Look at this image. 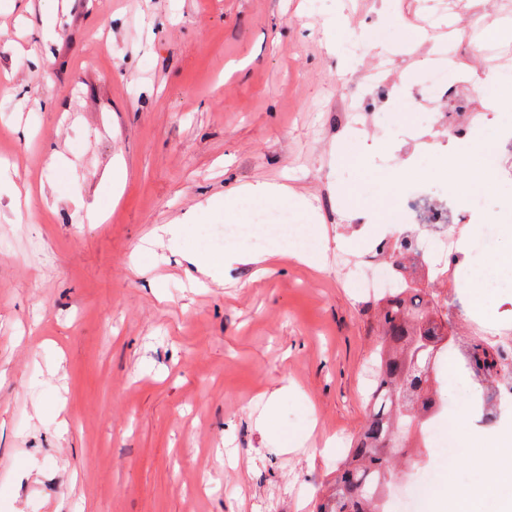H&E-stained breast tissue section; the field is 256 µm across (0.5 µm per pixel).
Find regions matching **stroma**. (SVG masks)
<instances>
[{"label": "stroma", "mask_w": 512, "mask_h": 512, "mask_svg": "<svg viewBox=\"0 0 512 512\" xmlns=\"http://www.w3.org/2000/svg\"><path fill=\"white\" fill-rule=\"evenodd\" d=\"M425 2L399 0L408 22L376 48L356 37L378 24L380 0H33L0 12V512H315L366 420L378 341L377 299L354 287L358 269L337 270V254L407 230L429 247V230L398 222L419 187L451 221L477 191L486 223L512 221V182L477 190L433 168L453 142L439 116L486 134L503 120L457 106L487 72L469 43L456 46L452 97L430 103L416 87L412 108L396 95L443 38L402 52ZM447 2L439 24L480 34L500 15L512 36V0ZM377 69L383 98L350 113ZM54 151L74 169H50ZM116 163L127 178L114 189ZM13 182L29 187L31 208L15 206ZM256 183L308 200L324 269L273 254L280 234L220 242L224 212L209 199ZM100 210L107 220L88 223ZM162 224L179 239L141 250ZM203 252L224 255V275L200 288ZM488 262L475 254L442 275L427 250L385 265L466 304L464 280ZM437 377L449 412L412 478L428 483L448 462L471 484L480 474L465 451L441 441L464 409L485 431L481 389L450 351ZM284 386L275 428L261 430Z\"/></svg>", "instance_id": "obj_1"}]
</instances>
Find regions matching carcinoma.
Wrapping results in <instances>:
<instances>
[{"label":"carcinoma","instance_id":"obj_1","mask_svg":"<svg viewBox=\"0 0 512 512\" xmlns=\"http://www.w3.org/2000/svg\"><path fill=\"white\" fill-rule=\"evenodd\" d=\"M461 310L454 296L397 288L378 302L381 339L370 411L318 499L316 512H385L389 484L427 457L423 426L440 404L436 362L455 337L448 315ZM413 449L400 461L392 450Z\"/></svg>","mask_w":512,"mask_h":512}]
</instances>
